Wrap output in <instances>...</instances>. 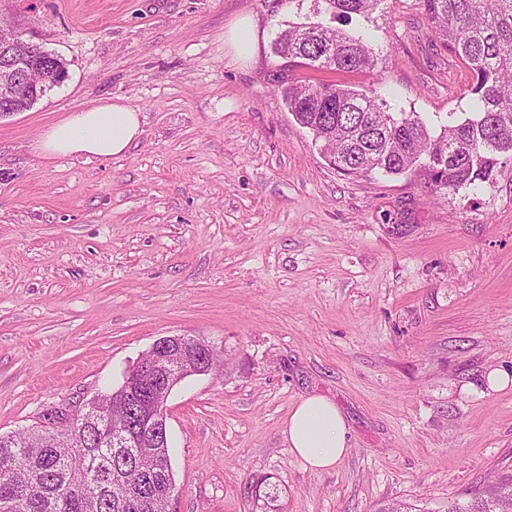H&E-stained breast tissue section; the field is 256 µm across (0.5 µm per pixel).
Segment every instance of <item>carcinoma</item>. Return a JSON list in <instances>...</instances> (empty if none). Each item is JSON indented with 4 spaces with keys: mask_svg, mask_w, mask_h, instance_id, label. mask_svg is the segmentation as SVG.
Returning <instances> with one entry per match:
<instances>
[{
    "mask_svg": "<svg viewBox=\"0 0 512 512\" xmlns=\"http://www.w3.org/2000/svg\"><path fill=\"white\" fill-rule=\"evenodd\" d=\"M315 20L277 32L278 92L329 165L347 175L421 173L432 190L478 191L512 163V0H424L430 41L453 54L470 77V110L448 112L434 127L420 112L395 108L373 89L299 83L296 68L364 71L378 80L387 48L376 31L347 32L338 18L371 21L384 0H311ZM124 411L134 432L137 403L101 395ZM169 443L114 448L94 417L66 431L0 435V512H168L174 488ZM261 512H279L276 486L255 494ZM448 512H512V475Z\"/></svg>",
    "mask_w": 512,
    "mask_h": 512,
    "instance_id": "obj_1",
    "label": "carcinoma"
}]
</instances>
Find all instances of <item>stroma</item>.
<instances>
[{"label": "stroma", "instance_id": "stroma-1", "mask_svg": "<svg viewBox=\"0 0 512 512\" xmlns=\"http://www.w3.org/2000/svg\"><path fill=\"white\" fill-rule=\"evenodd\" d=\"M276 0H0V21L67 76L0 117V434L49 425L118 388L162 336L217 369L168 403L171 512H448L512 471V166L478 196L423 175L345 176L276 91ZM251 18L247 61L226 41ZM382 78L399 108L468 109L464 67L427 37L423 0H385ZM119 97L143 132L108 159L44 158L39 135ZM336 403L349 452L313 472L282 430L304 398Z\"/></svg>", "mask_w": 512, "mask_h": 512}]
</instances>
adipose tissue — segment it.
<instances>
[{
    "instance_id": "adipose-tissue-1",
    "label": "adipose tissue",
    "mask_w": 512,
    "mask_h": 512,
    "mask_svg": "<svg viewBox=\"0 0 512 512\" xmlns=\"http://www.w3.org/2000/svg\"><path fill=\"white\" fill-rule=\"evenodd\" d=\"M142 133L140 113L122 99L99 103L51 125L37 141L47 157L109 158L123 154ZM290 451L313 471L336 467L349 451L346 422L330 400L310 396L290 412L283 430Z\"/></svg>"
}]
</instances>
